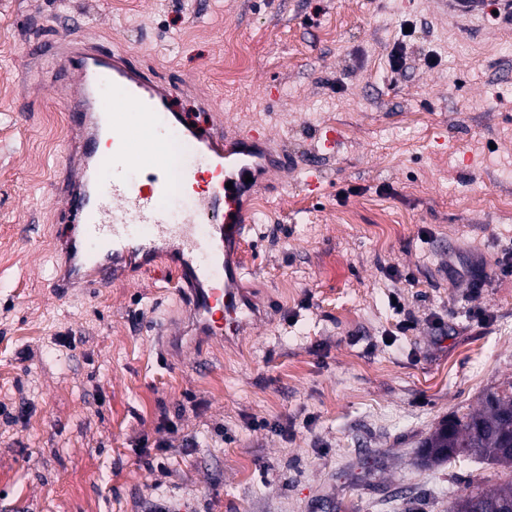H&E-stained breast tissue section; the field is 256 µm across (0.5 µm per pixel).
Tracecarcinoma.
Instances as JSON below:
<instances>
[{
  "label": "carcinoma",
  "mask_w": 512,
  "mask_h": 512,
  "mask_svg": "<svg viewBox=\"0 0 512 512\" xmlns=\"http://www.w3.org/2000/svg\"><path fill=\"white\" fill-rule=\"evenodd\" d=\"M511 440L512 380L487 391L480 409L441 421L420 442L421 458L427 463L480 458L512 469V456L504 451ZM448 512H512V481L489 491L477 486L457 499Z\"/></svg>",
  "instance_id": "1"
}]
</instances>
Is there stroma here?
<instances>
[{
  "label": "stroma",
  "instance_id": "1",
  "mask_svg": "<svg viewBox=\"0 0 512 512\" xmlns=\"http://www.w3.org/2000/svg\"><path fill=\"white\" fill-rule=\"evenodd\" d=\"M74 14L89 40L189 84L175 111L267 125L296 164L262 177L241 282L260 318L232 342L163 359L192 318L162 272L49 284L73 223L52 184L75 140L53 52ZM228 31L249 49L243 88L220 76ZM506 164L512 35L490 20L463 35L433 0H0V249L16 256L0 272V512L157 497L171 512H448L512 479L474 458L425 466L418 448L512 379V274L461 276L512 262ZM395 298L416 323L404 335ZM167 437L161 464L140 454Z\"/></svg>",
  "mask_w": 512,
  "mask_h": 512
}]
</instances>
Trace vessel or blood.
I'll list each match as a JSON object with an SVG mask.
<instances>
[{
	"label": "vessel or blood",
	"instance_id": "b4317fda",
	"mask_svg": "<svg viewBox=\"0 0 512 512\" xmlns=\"http://www.w3.org/2000/svg\"><path fill=\"white\" fill-rule=\"evenodd\" d=\"M468 26L494 18L512 31V0H436ZM61 66L71 73L68 121L79 132L77 163L62 180L65 203L79 217L50 277L56 291L99 288L119 263L141 257L147 270L167 268L193 318L194 334H168L162 348L201 347L237 337L256 315L241 280V250L254 213L243 200L258 186L245 181L259 164L288 169V153L273 149L263 127L227 133L206 130L168 112L173 90L120 58L64 32ZM192 155L174 161L170 142ZM187 199L179 218L164 206L172 195Z\"/></svg>",
	"mask_w": 512,
	"mask_h": 512
}]
</instances>
